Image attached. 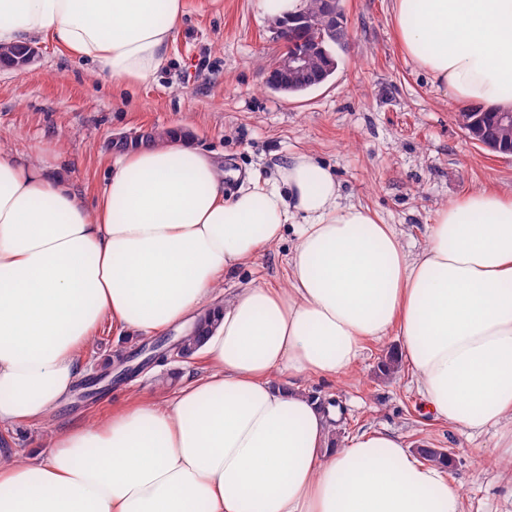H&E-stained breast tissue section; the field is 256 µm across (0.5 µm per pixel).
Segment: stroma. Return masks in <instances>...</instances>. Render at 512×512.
Wrapping results in <instances>:
<instances>
[{"instance_id": "obj_1", "label": "stroma", "mask_w": 512, "mask_h": 512, "mask_svg": "<svg viewBox=\"0 0 512 512\" xmlns=\"http://www.w3.org/2000/svg\"><path fill=\"white\" fill-rule=\"evenodd\" d=\"M343 6L351 39L338 53L336 72L298 97L265 83L280 44L258 0H185L165 66L143 83H114L49 38H32L36 55L29 66L0 67V149L42 164L89 202L112 167L106 143L122 133L185 131L192 145L228 170L229 196L244 186L249 170L271 172L291 155L309 152L332 168L346 200L369 207L395 226L408 250L419 252L436 212L451 201L482 188L512 196V154L469 142L457 121L459 105L399 45L392 0H343ZM294 242L286 233L226 280L225 293L255 280L287 286ZM148 341L103 328L54 428L105 416L132 391L169 398L184 374L200 371L195 359L154 364L87 395L85 379L105 370L116 354H135ZM397 345L393 336L369 343L348 376L309 380L337 407L338 438L377 429L414 449H447L448 482L466 512H512V471L494 460L495 431L470 436L427 415L406 369L390 376L380 371Z\"/></svg>"}]
</instances>
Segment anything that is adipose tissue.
Listing matches in <instances>:
<instances>
[{
    "label": "adipose tissue",
    "instance_id": "adipose-tissue-1",
    "mask_svg": "<svg viewBox=\"0 0 512 512\" xmlns=\"http://www.w3.org/2000/svg\"><path fill=\"white\" fill-rule=\"evenodd\" d=\"M182 14V0H0V44L48 37L139 83ZM393 18L460 106L512 109V0H393ZM289 230L287 287L220 299ZM210 309L202 369L171 398L133 392L51 429L103 324L154 335ZM389 336L425 409L464 432L499 428L512 461V197L451 202L413 256L307 152L228 199L213 158L177 140L140 147L88 202L0 150V425L43 429L47 450L0 455V512H463L446 465L401 436L332 444L336 409L307 385Z\"/></svg>",
    "mask_w": 512,
    "mask_h": 512
}]
</instances>
